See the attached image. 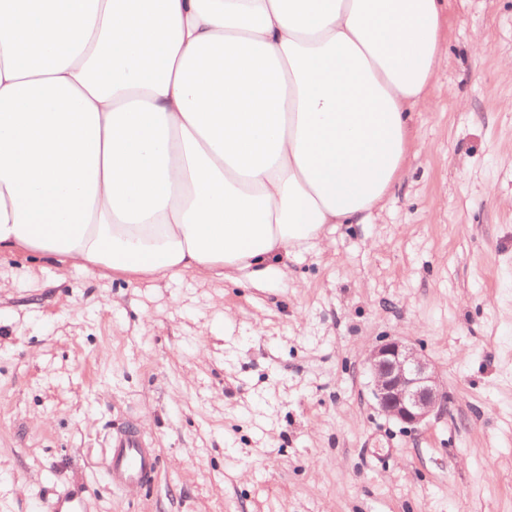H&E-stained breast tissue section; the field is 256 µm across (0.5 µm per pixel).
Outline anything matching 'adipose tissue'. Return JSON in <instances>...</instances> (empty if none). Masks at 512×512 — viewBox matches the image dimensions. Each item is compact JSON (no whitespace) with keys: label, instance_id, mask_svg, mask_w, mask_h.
Segmentation results:
<instances>
[{"label":"adipose tissue","instance_id":"obj_1","mask_svg":"<svg viewBox=\"0 0 512 512\" xmlns=\"http://www.w3.org/2000/svg\"><path fill=\"white\" fill-rule=\"evenodd\" d=\"M441 40V0H0V252L287 278L395 187Z\"/></svg>","mask_w":512,"mask_h":512}]
</instances>
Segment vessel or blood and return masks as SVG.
<instances>
[{
    "instance_id": "b4317fda",
    "label": "vessel or blood",
    "mask_w": 512,
    "mask_h": 512,
    "mask_svg": "<svg viewBox=\"0 0 512 512\" xmlns=\"http://www.w3.org/2000/svg\"><path fill=\"white\" fill-rule=\"evenodd\" d=\"M160 470L157 449L145 447L138 433L130 427L112 439L108 477L114 487L143 488L155 482ZM86 491L69 492L57 498L55 512H87Z\"/></svg>"
}]
</instances>
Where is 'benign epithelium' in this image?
Returning <instances> with one entry per match:
<instances>
[{
	"mask_svg": "<svg viewBox=\"0 0 512 512\" xmlns=\"http://www.w3.org/2000/svg\"><path fill=\"white\" fill-rule=\"evenodd\" d=\"M366 364L378 408L387 416L415 428L444 412L447 400L439 377L416 347L390 340L371 349Z\"/></svg>",
	"mask_w": 512,
	"mask_h": 512,
	"instance_id": "1",
	"label": "benign epithelium"
}]
</instances>
